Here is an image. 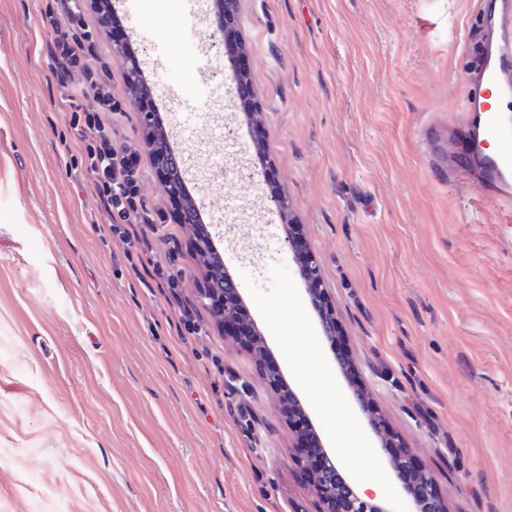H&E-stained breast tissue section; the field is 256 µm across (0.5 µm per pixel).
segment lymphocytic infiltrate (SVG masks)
<instances>
[{
    "label": "lymphocytic infiltrate",
    "instance_id": "lymphocytic-infiltrate-1",
    "mask_svg": "<svg viewBox=\"0 0 512 512\" xmlns=\"http://www.w3.org/2000/svg\"><path fill=\"white\" fill-rule=\"evenodd\" d=\"M42 15L52 27L50 55L60 72L59 94L73 105L70 125L80 164L106 209L110 231L123 244L126 264L135 277L164 281L180 303V323L188 333L201 335L193 310L180 301V281L155 256L153 241L167 217L148 206L141 193L139 149L115 139L112 120L126 105L112 95L110 64L97 53L98 34L86 20L84 0H45ZM86 98L93 99L94 108L83 107Z\"/></svg>",
    "mask_w": 512,
    "mask_h": 512
}]
</instances>
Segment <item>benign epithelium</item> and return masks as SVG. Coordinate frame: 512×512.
<instances>
[{
  "label": "benign epithelium",
  "mask_w": 512,
  "mask_h": 512,
  "mask_svg": "<svg viewBox=\"0 0 512 512\" xmlns=\"http://www.w3.org/2000/svg\"><path fill=\"white\" fill-rule=\"evenodd\" d=\"M214 4L213 36L215 47L220 49L224 43V30L231 20V11L225 0H214ZM114 53L125 61L127 68L133 70V79L138 82L142 81L140 60L125 49L117 48ZM153 159L160 169L162 182L169 197L175 201L184 197L186 195L184 182L181 180L172 182L168 177V164L173 161L172 153L169 151L157 153ZM284 233L288 258L294 263L299 280L317 306L322 335L334 341L339 336L340 329L336 314L328 303L326 289L322 287L316 259L300 235L299 225L295 224L293 220H288V224L284 225ZM193 247L199 256L215 252L212 233L208 230L194 231ZM216 275L223 278V287L201 289L203 299L215 320L224 328V333L235 337L252 350L263 343V338L254 322L239 325L241 314L245 313V309L241 306L242 297L238 280L222 265L215 267L211 273L213 277ZM351 391L359 411L369 419L378 437L379 447L387 455L394 475L408 491L413 506L412 512H448L447 506L433 488L430 478L415 469L407 449L374 415L363 387L354 384L351 386ZM297 439L306 450L308 458L311 459L313 456L319 455L326 461L323 467L312 470L314 486L321 502V512H395L387 506L366 501L354 490L328 456L316 431L309 427L300 429L297 432Z\"/></svg>",
  "instance_id": "benign-epithelium-1"
}]
</instances>
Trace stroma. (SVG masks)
<instances>
[{
  "label": "stroma",
  "mask_w": 512,
  "mask_h": 512,
  "mask_svg": "<svg viewBox=\"0 0 512 512\" xmlns=\"http://www.w3.org/2000/svg\"><path fill=\"white\" fill-rule=\"evenodd\" d=\"M122 2L157 91L174 72L212 89L164 121L205 180L199 197L221 203L218 240L265 363L329 454L347 420L364 466L387 475L385 499L404 498L353 402L356 380L448 512H512V204L448 185L418 139L465 108L482 0H237L253 122L234 106L235 59L199 73L214 38L208 22L184 25L189 0ZM50 34L40 0H0V512H317L262 365L201 301L190 226L167 225L154 248L206 335H179L168 288L126 274L80 167ZM98 53L128 103L108 32ZM114 125L141 150L149 206L171 210L139 109L128 103ZM229 139L241 148L231 159ZM274 192L320 266L354 379L281 248L286 219L263 206ZM292 311L319 357L310 382L283 354Z\"/></svg>",
  "instance_id": "1"
}]
</instances>
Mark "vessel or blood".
Masks as SVG:
<instances>
[{"label":"vessel or blood","instance_id":"obj_1","mask_svg":"<svg viewBox=\"0 0 512 512\" xmlns=\"http://www.w3.org/2000/svg\"><path fill=\"white\" fill-rule=\"evenodd\" d=\"M494 38L475 71L467 73V104L462 127L470 140L472 167L453 165L457 147L452 132L424 129L421 140L435 164L453 180L467 182L484 197L512 200V0H498L481 11Z\"/></svg>","mask_w":512,"mask_h":512}]
</instances>
